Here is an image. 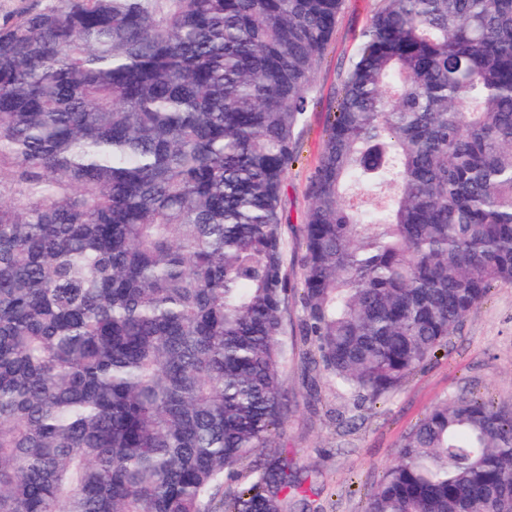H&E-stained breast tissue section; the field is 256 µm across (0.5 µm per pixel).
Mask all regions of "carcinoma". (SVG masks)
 I'll list each match as a JSON object with an SVG mask.
<instances>
[{
  "mask_svg": "<svg viewBox=\"0 0 512 512\" xmlns=\"http://www.w3.org/2000/svg\"><path fill=\"white\" fill-rule=\"evenodd\" d=\"M344 0H50L0 24V512H288L289 305L354 407L512 284V0H377L299 256L282 205ZM365 512H512L453 396Z\"/></svg>",
  "mask_w": 512,
  "mask_h": 512,
  "instance_id": "cac0c4a2",
  "label": "carcinoma"
}]
</instances>
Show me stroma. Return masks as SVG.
<instances>
[{"label":"stroma","mask_w":512,"mask_h":512,"mask_svg":"<svg viewBox=\"0 0 512 512\" xmlns=\"http://www.w3.org/2000/svg\"><path fill=\"white\" fill-rule=\"evenodd\" d=\"M375 0H345L335 38L314 75L319 100L307 113L299 160L288 171L286 234L296 241L310 205L308 185L318 165L328 111L341 71L354 52ZM284 376L288 396L285 432L258 461L276 455L308 475L312 490L304 512H364L380 475L397 458L406 433L433 407L456 395L478 396L512 408V285L502 284L471 312L435 358L387 398L353 408L307 360L308 346L296 336Z\"/></svg>","instance_id":"stroma-1"}]
</instances>
